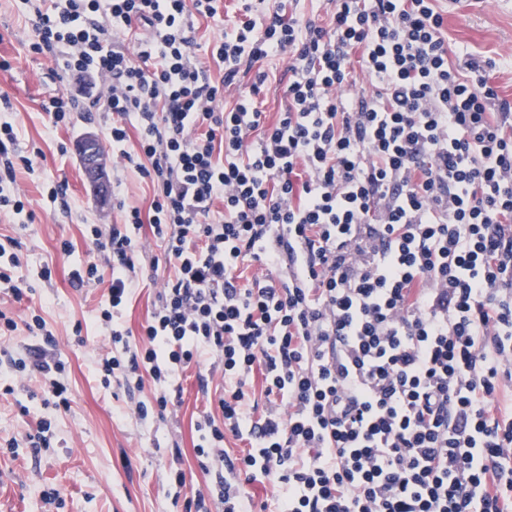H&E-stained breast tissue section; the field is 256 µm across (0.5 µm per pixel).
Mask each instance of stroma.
<instances>
[{"instance_id": "35a3bbf8", "label": "stroma", "mask_w": 512, "mask_h": 512, "mask_svg": "<svg viewBox=\"0 0 512 512\" xmlns=\"http://www.w3.org/2000/svg\"><path fill=\"white\" fill-rule=\"evenodd\" d=\"M448 44L459 59L475 56L496 63L490 80L500 96L512 98V0H467L449 10ZM32 32L31 17L22 0H0V60L10 63L0 70V94L15 108L20 146L35 152L34 174H21L32 224L20 226L0 215V234L22 243L24 263L19 271L28 290L21 301L0 293V310L12 316L18 328L0 338V375L11 376V357L32 341L22 322L29 313L41 314L57 339V352L67 366L72 390L70 410L44 406L36 379H14L11 394L0 393V512H186L185 500L168 494L175 471H184L190 488L204 485L193 444L194 424L212 405L199 388V368L185 369L178 381L180 405L174 417L157 422L147 432L128 415L131 402L149 399L151 383L126 392L105 386L97 370V358L106 338L97 315L105 299L108 281L73 287L69 272L86 259L89 244L84 229L89 224L122 223L119 210L100 202L75 152L60 155V144H74L83 134L104 137L112 123L110 113L88 108L77 113L73 125L51 130L41 110L44 98L61 91L73 92L77 83L52 75L50 58L29 53L24 45ZM264 67L270 79L259 100L268 121H275L286 106L281 78L288 68L286 57L268 59ZM66 179L70 212L46 206L43 195L50 180ZM70 241L71 255H62L60 241ZM53 270L51 282L38 272ZM51 423L50 448L32 456L22 441L40 420ZM16 438L20 446L8 452L3 443ZM180 451H173L172 442ZM63 490L62 503H44L42 492Z\"/></svg>"}]
</instances>
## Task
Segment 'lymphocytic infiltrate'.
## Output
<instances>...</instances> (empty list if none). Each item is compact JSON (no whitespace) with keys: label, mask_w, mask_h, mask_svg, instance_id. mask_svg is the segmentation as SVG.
Masks as SVG:
<instances>
[{"label":"lymphocytic infiltrate","mask_w":512,"mask_h":512,"mask_svg":"<svg viewBox=\"0 0 512 512\" xmlns=\"http://www.w3.org/2000/svg\"><path fill=\"white\" fill-rule=\"evenodd\" d=\"M25 2L29 53L79 77L42 101L52 127L109 86L105 142L152 189L148 210L121 201L123 223L86 225L70 272L80 287L111 272L103 384L151 379L133 408L147 423L191 364L209 363L201 388L221 377L195 424L210 480L188 506L252 512L246 485L268 481L275 512H512V101L492 60L452 63L439 0H327L323 24L238 0L207 46L216 79L188 18L222 21L224 0ZM274 56L288 105L270 123L256 98ZM32 168L1 120L0 214L22 224ZM152 242L168 277L136 337L121 315ZM26 329L15 373L69 408L53 332L38 315Z\"/></svg>","instance_id":"1"}]
</instances>
